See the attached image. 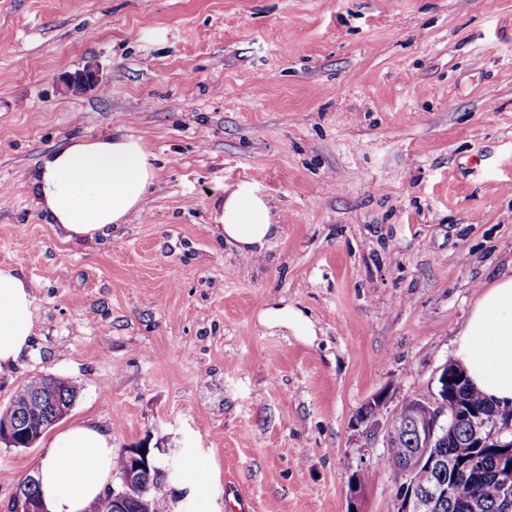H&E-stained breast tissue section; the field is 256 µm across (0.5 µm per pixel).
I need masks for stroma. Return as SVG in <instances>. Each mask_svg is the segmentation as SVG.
<instances>
[{
	"label": "stroma",
	"instance_id": "obj_1",
	"mask_svg": "<svg viewBox=\"0 0 512 512\" xmlns=\"http://www.w3.org/2000/svg\"><path fill=\"white\" fill-rule=\"evenodd\" d=\"M116 133L152 154L147 203L65 240L27 176ZM240 182L280 226L258 259L215 232ZM0 265L34 324L0 406L74 381L65 424L174 465L170 512H393L357 415L435 390L512 272V0H0ZM282 302L314 335L264 320ZM47 444L0 443V512Z\"/></svg>",
	"mask_w": 512,
	"mask_h": 512
}]
</instances>
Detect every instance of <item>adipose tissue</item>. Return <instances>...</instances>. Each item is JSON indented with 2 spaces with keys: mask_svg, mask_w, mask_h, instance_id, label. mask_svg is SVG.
Returning a JSON list of instances; mask_svg holds the SVG:
<instances>
[{
  "mask_svg": "<svg viewBox=\"0 0 512 512\" xmlns=\"http://www.w3.org/2000/svg\"><path fill=\"white\" fill-rule=\"evenodd\" d=\"M145 145L115 134L78 140L44 155L28 176L36 203L69 240L109 236L113 225L143 210L154 182ZM217 229L247 258L259 256L277 233L272 207L255 185L224 191ZM29 282L0 266V372L10 369L33 334ZM482 394L512 406V275L483 290L453 350ZM109 435L82 423L56 433L36 474L46 512H88L112 479Z\"/></svg>",
  "mask_w": 512,
  "mask_h": 512,
  "instance_id": "1",
  "label": "adipose tissue"
}]
</instances>
